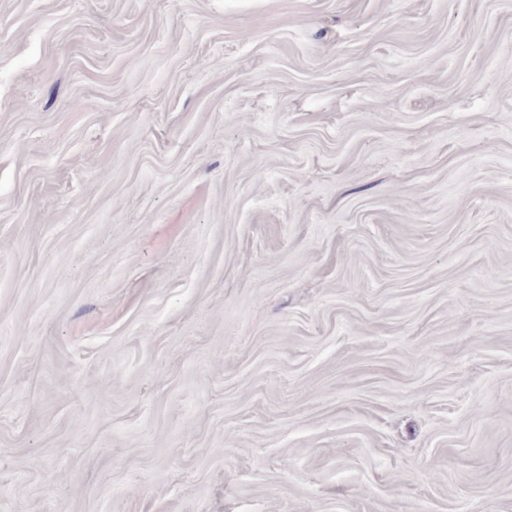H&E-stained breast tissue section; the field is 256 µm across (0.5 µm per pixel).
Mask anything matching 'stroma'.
I'll return each mask as SVG.
<instances>
[{"instance_id":"obj_1","label":"stroma","mask_w":512,"mask_h":512,"mask_svg":"<svg viewBox=\"0 0 512 512\" xmlns=\"http://www.w3.org/2000/svg\"><path fill=\"white\" fill-rule=\"evenodd\" d=\"M0 512H512V0H0Z\"/></svg>"}]
</instances>
